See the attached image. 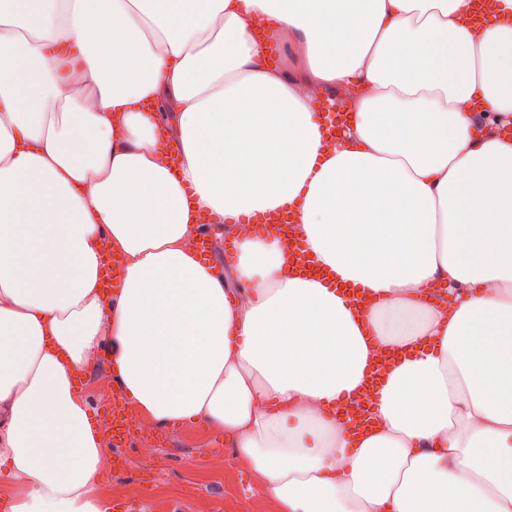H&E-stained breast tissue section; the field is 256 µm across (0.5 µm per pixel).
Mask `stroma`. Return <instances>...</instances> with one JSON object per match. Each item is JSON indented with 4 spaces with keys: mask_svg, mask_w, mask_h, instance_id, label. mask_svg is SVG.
Instances as JSON below:
<instances>
[{
    "mask_svg": "<svg viewBox=\"0 0 512 512\" xmlns=\"http://www.w3.org/2000/svg\"><path fill=\"white\" fill-rule=\"evenodd\" d=\"M158 429L162 439L151 469H144L133 444L116 448L126 460L123 471L104 475L100 492L125 512H197L199 500L211 512H277L269 489L243 463L225 469L234 450L222 430L205 422H185Z\"/></svg>",
    "mask_w": 512,
    "mask_h": 512,
    "instance_id": "35a3bbf8",
    "label": "stroma"
}]
</instances>
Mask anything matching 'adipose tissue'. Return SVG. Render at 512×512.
Instances as JSON below:
<instances>
[{
	"mask_svg": "<svg viewBox=\"0 0 512 512\" xmlns=\"http://www.w3.org/2000/svg\"><path fill=\"white\" fill-rule=\"evenodd\" d=\"M472 6L0 0L10 512H110L74 384L102 348L136 410L222 429L279 512H512V0L477 33ZM271 40L296 44L297 75ZM356 78L347 142L325 149L300 88ZM275 210L295 224L235 222ZM205 220L231 268L194 251ZM380 356L357 433L343 410Z\"/></svg>",
	"mask_w": 512,
	"mask_h": 512,
	"instance_id": "ef3b65f1",
	"label": "adipose tissue"
}]
</instances>
